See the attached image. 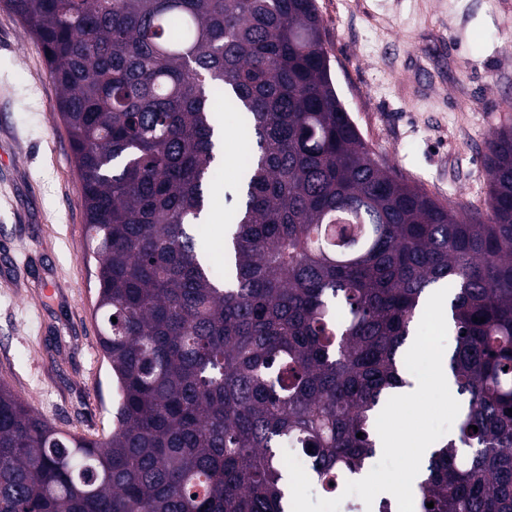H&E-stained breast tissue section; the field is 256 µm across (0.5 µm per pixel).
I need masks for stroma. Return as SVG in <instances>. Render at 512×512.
Listing matches in <instances>:
<instances>
[{
	"mask_svg": "<svg viewBox=\"0 0 512 512\" xmlns=\"http://www.w3.org/2000/svg\"><path fill=\"white\" fill-rule=\"evenodd\" d=\"M336 93L393 175L485 208L512 124V0H316ZM80 177L40 45L0 8V382L64 433L112 431Z\"/></svg>",
	"mask_w": 512,
	"mask_h": 512,
	"instance_id": "obj_1",
	"label": "stroma"
}]
</instances>
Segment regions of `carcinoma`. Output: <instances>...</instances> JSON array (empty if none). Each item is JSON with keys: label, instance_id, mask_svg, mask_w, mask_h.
<instances>
[{"label": "carcinoma", "instance_id": "cac0c4a2", "mask_svg": "<svg viewBox=\"0 0 512 512\" xmlns=\"http://www.w3.org/2000/svg\"><path fill=\"white\" fill-rule=\"evenodd\" d=\"M0 8L59 90L115 384L112 432L92 439L0 383V512H288L289 440L335 493L374 456L420 299L448 282L465 409L414 494L420 512H512L511 126L487 143L486 209L463 214L373 157L315 0ZM221 98L245 163L219 275L194 229Z\"/></svg>", "mask_w": 512, "mask_h": 512}]
</instances>
